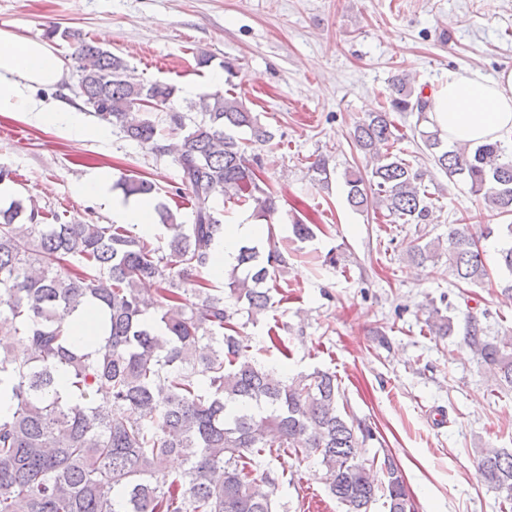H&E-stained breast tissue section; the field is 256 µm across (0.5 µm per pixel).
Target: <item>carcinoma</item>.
<instances>
[{
    "instance_id": "carcinoma-1",
    "label": "carcinoma",
    "mask_w": 512,
    "mask_h": 512,
    "mask_svg": "<svg viewBox=\"0 0 512 512\" xmlns=\"http://www.w3.org/2000/svg\"><path fill=\"white\" fill-rule=\"evenodd\" d=\"M71 42L79 94L88 112L129 139L170 155L191 203L192 222L158 204L166 246H155L119 224L75 218L59 223L33 199L0 206V512H275L280 475L269 459L287 452L316 456L329 493L345 512H370L377 497L386 512H415L402 470L391 454L382 463L362 450L374 433L339 409L336 375L317 370L284 378L248 354L238 316L255 321L275 308L270 283L288 265L274 242L277 195L259 177V155L273 133L231 89L182 107L177 88L129 75L125 60L79 29L54 26L44 37ZM429 99L394 76L388 108L357 122L353 141L364 169L345 173L348 204L405 224H424L432 172L392 152L399 140L394 112L428 120ZM246 130L249 142L237 137ZM433 166L470 184L485 208L512 216V157L500 141L452 147L441 130L419 131ZM124 197L155 196L145 177L116 182ZM224 203L252 209L265 221L268 248L245 243L235 264L213 270L212 245L224 232ZM512 241V222L448 228L408 252L413 265L446 250L458 283L482 284L490 273L481 242ZM500 295L512 299V245L498 250ZM222 287L201 276L205 270ZM157 284L147 297L141 284ZM61 308L93 309L100 331L79 342L57 317ZM426 324L435 336L453 331L438 307ZM465 336L512 389V334L488 337L467 315ZM184 468L170 471L168 458ZM481 477L512 504V453L479 452Z\"/></svg>"
}]
</instances>
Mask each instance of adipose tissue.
I'll return each mask as SVG.
<instances>
[{"mask_svg":"<svg viewBox=\"0 0 512 512\" xmlns=\"http://www.w3.org/2000/svg\"><path fill=\"white\" fill-rule=\"evenodd\" d=\"M63 78L62 63L47 44L0 30V113H32L44 125L63 127L83 138L86 131L75 122L74 107L37 96L38 89L59 86ZM430 117L452 142L511 138L512 68L491 79L476 72L449 73L430 99ZM155 206L150 198L116 200L112 214L117 222L134 225L141 235L151 237L158 231Z\"/></svg>","mask_w":512,"mask_h":512,"instance_id":"obj_1","label":"adipose tissue"}]
</instances>
